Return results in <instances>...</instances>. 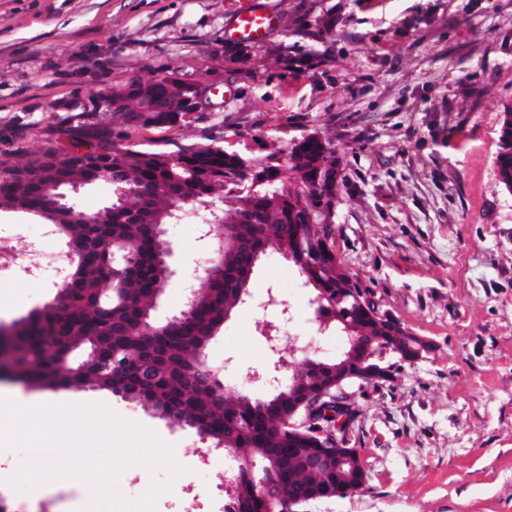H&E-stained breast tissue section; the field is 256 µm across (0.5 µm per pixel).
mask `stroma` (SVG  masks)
<instances>
[{
  "label": "stroma",
  "mask_w": 512,
  "mask_h": 512,
  "mask_svg": "<svg viewBox=\"0 0 512 512\" xmlns=\"http://www.w3.org/2000/svg\"><path fill=\"white\" fill-rule=\"evenodd\" d=\"M277 25L259 41L224 31L252 0H0V161L24 163L47 141L98 125L119 144L175 152L217 144L247 159L330 138L343 186L337 256L381 310L429 341L390 380L354 387L348 433L367 473L357 493L299 512H512V192L496 174L501 110L512 102V0H264ZM170 72L216 89L181 126L133 130L102 100L131 78ZM177 273L154 316L178 314L204 286L198 225L170 224ZM287 300L280 332L292 369L335 359L346 338L320 328L312 289L269 253L251 295L205 361L225 394L266 397L255 383L271 354L256 309L267 288ZM55 279L0 271V326L53 302ZM103 403L175 448L202 512H221L216 466L196 429L104 389L65 390ZM73 480L41 499L0 481L8 512H80Z\"/></svg>",
  "instance_id": "stroma-1"
}]
</instances>
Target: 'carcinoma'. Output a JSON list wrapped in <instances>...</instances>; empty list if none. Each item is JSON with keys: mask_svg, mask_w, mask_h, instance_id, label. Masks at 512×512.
Returning <instances> with one entry per match:
<instances>
[{"mask_svg": "<svg viewBox=\"0 0 512 512\" xmlns=\"http://www.w3.org/2000/svg\"><path fill=\"white\" fill-rule=\"evenodd\" d=\"M185 112H125L132 128H174ZM97 143L69 133V147L53 142L24 164L0 162V209L33 213L75 244L71 271L59 285L61 305H47L14 323L8 338V371L36 387L79 390L88 385L123 395L160 416L187 425L224 455L246 462L236 472L226 512H266L293 499L329 498L336 469H306L301 447L314 455L311 438L289 432L292 389L314 390L311 376L296 371L271 396L220 398L224 382L205 374L200 353L246 298L259 261L271 249L286 253L316 293L319 326H335L361 343L384 336L361 302L358 281L336 255L334 218L339 161L331 140L309 135L293 144L283 163L261 161L218 145L168 152L118 145L96 131ZM497 180L512 191V103L503 105L495 158ZM112 183V214L99 224H78L71 201L51 203L71 188ZM235 202L215 206L216 192ZM191 208L217 228L223 271L203 272L190 316L178 330L154 324L157 289L166 286L160 241L152 227L178 224ZM129 257L112 264L111 255ZM82 353L80 375L62 369L66 356Z\"/></svg>", "mask_w": 512, "mask_h": 512, "instance_id": "carcinoma-1", "label": "carcinoma"}]
</instances>
